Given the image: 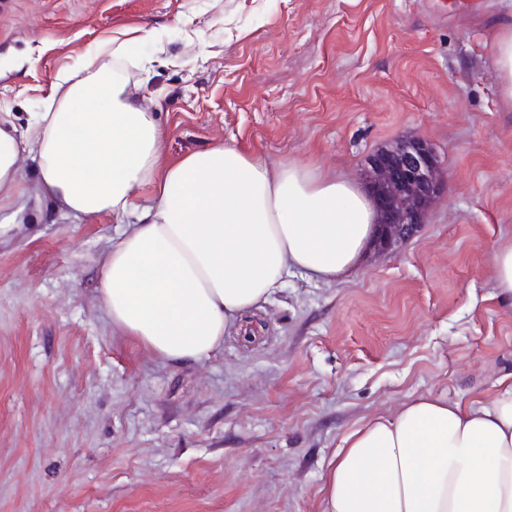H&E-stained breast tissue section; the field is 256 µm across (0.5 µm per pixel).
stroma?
I'll return each instance as SVG.
<instances>
[{"instance_id": "obj_1", "label": "stroma", "mask_w": 512, "mask_h": 512, "mask_svg": "<svg viewBox=\"0 0 512 512\" xmlns=\"http://www.w3.org/2000/svg\"><path fill=\"white\" fill-rule=\"evenodd\" d=\"M512 0H0V123L113 63L175 162L217 144L363 181L426 140L447 179L419 232L347 279L301 276L208 360L165 361L98 286L111 214L77 218L29 152L0 204V512H323L342 438L407 401L490 398L512 374ZM122 47L120 59L109 51ZM496 66L502 92L512 97V27L501 31L496 44ZM494 272L498 288L512 295V246L503 247L495 254Z\"/></svg>"}]
</instances>
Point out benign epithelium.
I'll list each match as a JSON object with an SVG mask.
<instances>
[{"mask_svg":"<svg viewBox=\"0 0 512 512\" xmlns=\"http://www.w3.org/2000/svg\"><path fill=\"white\" fill-rule=\"evenodd\" d=\"M369 166L376 174L368 182L381 216L377 252L383 254L415 235L446 182L435 151L420 139L402 138L379 149Z\"/></svg>","mask_w":512,"mask_h":512,"instance_id":"1","label":"benign epithelium"}]
</instances>
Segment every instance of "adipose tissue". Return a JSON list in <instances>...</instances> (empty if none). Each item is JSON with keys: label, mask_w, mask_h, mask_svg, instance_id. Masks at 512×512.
Here are the masks:
<instances>
[{"label": "adipose tissue", "mask_w": 512, "mask_h": 512, "mask_svg": "<svg viewBox=\"0 0 512 512\" xmlns=\"http://www.w3.org/2000/svg\"><path fill=\"white\" fill-rule=\"evenodd\" d=\"M44 119L23 137L0 126V200L30 146L67 210L127 223L99 295L115 326L169 362L208 360L289 277H346L377 240V211L353 180L224 144L165 162L154 113L111 66L69 85ZM321 494L324 512H512V381L466 406L426 396L359 423Z\"/></svg>", "instance_id": "1"}]
</instances>
